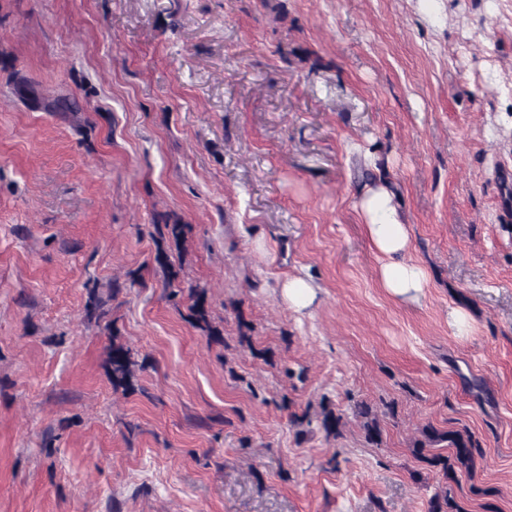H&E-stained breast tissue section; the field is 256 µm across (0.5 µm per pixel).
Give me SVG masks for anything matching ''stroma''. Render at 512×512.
Here are the masks:
<instances>
[{
	"instance_id": "35a3bbf8",
	"label": "stroma",
	"mask_w": 512,
	"mask_h": 512,
	"mask_svg": "<svg viewBox=\"0 0 512 512\" xmlns=\"http://www.w3.org/2000/svg\"><path fill=\"white\" fill-rule=\"evenodd\" d=\"M0 59V512H428L429 424L483 443L451 488L469 512H512V0H0ZM15 73L78 92L84 123L29 110ZM378 182L416 304L356 207ZM167 212L190 226L172 300ZM325 403L342 438L291 423ZM367 235L382 256L380 279L383 287L404 303L419 302L427 285V272L407 261L410 246L407 224L399 217L392 195L384 183L369 188L358 200ZM283 289L288 301L302 308L308 307L315 296V287L303 277L288 279ZM189 296L192 302L189 309L194 323L199 329L205 332L207 336L213 340H218V336H221V333L215 329L210 322L206 292L204 290L193 289ZM109 369L112 374V384L115 387H123L125 390L132 387L131 366L133 361L131 353L122 343L113 341L109 354ZM374 407L366 402H360L355 406L356 417L361 421L364 438L367 443L379 445L382 442V429Z\"/></svg>"
}]
</instances>
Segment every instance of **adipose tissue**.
Here are the masks:
<instances>
[{
	"label": "adipose tissue",
	"mask_w": 512,
	"mask_h": 512,
	"mask_svg": "<svg viewBox=\"0 0 512 512\" xmlns=\"http://www.w3.org/2000/svg\"><path fill=\"white\" fill-rule=\"evenodd\" d=\"M357 206L367 235L383 259L379 273L384 288L401 302H419L427 285V272L406 258L408 227L399 217L387 186L379 183L369 188Z\"/></svg>",
	"instance_id": "1"
}]
</instances>
